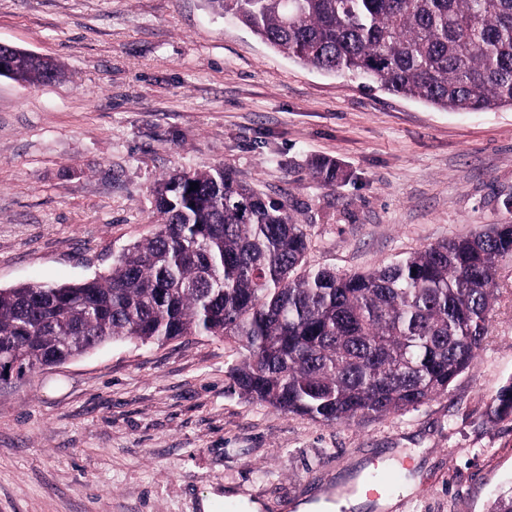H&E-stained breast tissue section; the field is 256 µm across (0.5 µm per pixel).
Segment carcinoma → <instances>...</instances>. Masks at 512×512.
Segmentation results:
<instances>
[{
  "label": "carcinoma",
  "instance_id": "1",
  "mask_svg": "<svg viewBox=\"0 0 512 512\" xmlns=\"http://www.w3.org/2000/svg\"><path fill=\"white\" fill-rule=\"evenodd\" d=\"M207 0L270 48L332 75L451 112L512 108V0ZM3 75L38 85L62 75L13 49ZM312 176L342 179L332 159ZM161 224L78 283L0 289V355L17 376L115 339L238 343L230 371L249 399L318 423L406 412L446 392L487 335L498 262L512 224L430 244L369 273H297L306 235L284 199L223 169L158 182ZM490 412L512 417V383Z\"/></svg>",
  "mask_w": 512,
  "mask_h": 512
}]
</instances>
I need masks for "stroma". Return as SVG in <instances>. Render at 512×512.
Listing matches in <instances>:
<instances>
[{
	"mask_svg": "<svg viewBox=\"0 0 512 512\" xmlns=\"http://www.w3.org/2000/svg\"><path fill=\"white\" fill-rule=\"evenodd\" d=\"M0 43L57 61L0 76V289L106 272L155 232L153 190L222 168L287 199L305 267L367 272L512 223V108L457 113L290 60L205 0H0ZM319 157L347 178L311 176ZM474 363L404 413L322 425L230 386L214 336L115 341L0 381V512H317L393 470L388 512H486L512 482V258ZM1 49H3V52H1ZM10 50L11 46L0 44V71H5L0 72V76H7L15 81L30 85L47 83L61 77L62 69L52 59L47 57L32 58L29 52L14 47L11 55L17 59V67L15 70H9L12 68L9 56Z\"/></svg>",
	"mask_w": 512,
	"mask_h": 512,
	"instance_id": "stroma-1",
	"label": "stroma"
}]
</instances>
